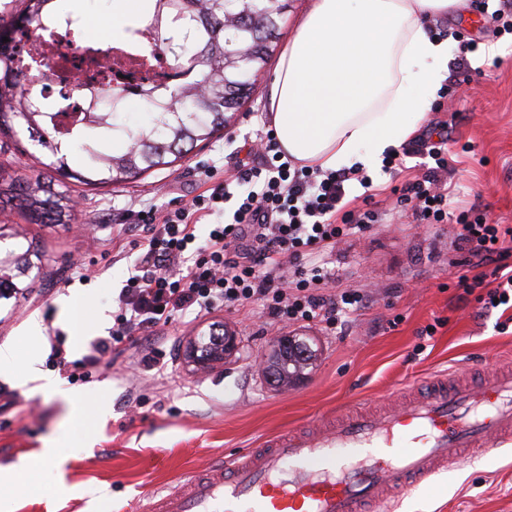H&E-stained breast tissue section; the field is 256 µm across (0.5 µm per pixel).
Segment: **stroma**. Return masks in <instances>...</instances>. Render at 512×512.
Listing matches in <instances>:
<instances>
[{"instance_id":"stroma-1","label":"stroma","mask_w":512,"mask_h":512,"mask_svg":"<svg viewBox=\"0 0 512 512\" xmlns=\"http://www.w3.org/2000/svg\"><path fill=\"white\" fill-rule=\"evenodd\" d=\"M477 0L430 23L435 34L458 42L472 39L480 49L469 61L470 82L436 98L424 121L448 133L449 180L454 210L475 208L512 225V34H493ZM270 70H263L250 100L224 133L200 144L174 166L106 187L69 185L79 202L74 221L31 224L21 213L5 212L12 228L42 252L40 274L18 300L0 303V346L15 349L17 363L30 354L47 366L49 328L62 330L66 347L81 356L94 337L112 325L117 297L139 256L113 261L110 227L131 223L145 207L186 206L207 185L199 172L250 162L256 138L269 129ZM422 156L405 158L397 176L375 172L379 223L334 252L315 256L336 274L337 290L368 288L372 299L345 325L291 326V333L315 339L319 359L307 379L285 390L266 385L261 359L276 330L267 328L261 308L221 309L201 318L162 327L173 362L160 376L130 381L123 364L101 371L95 381L71 385L66 395L20 388L25 412L0 414V468L39 454L46 440L54 455L15 483L14 512H135L152 488L175 485L180 476L213 459L258 445L268 435L314 422L352 406L369 409L400 388L457 372L478 381L486 365L512 362V327L498 333L499 311L482 313L477 302L457 303L451 289L455 230L449 224L414 223L399 210L393 189L422 175ZM95 227L96 242L77 232ZM92 274L71 277L75 259ZM39 322L43 334L30 341ZM227 325L240 339L235 358L199 372L185 360L188 342L209 326ZM436 325L433 338L419 332ZM389 512H512V443L466 467L435 476L392 504Z\"/></svg>"}]
</instances>
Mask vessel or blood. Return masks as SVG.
Listing matches in <instances>:
<instances>
[{
	"label": "vessel or blood",
	"instance_id": "b4317fda",
	"mask_svg": "<svg viewBox=\"0 0 512 512\" xmlns=\"http://www.w3.org/2000/svg\"><path fill=\"white\" fill-rule=\"evenodd\" d=\"M512 442V367L434 375L376 412L352 408L185 473L138 512H364Z\"/></svg>",
	"mask_w": 512,
	"mask_h": 512
}]
</instances>
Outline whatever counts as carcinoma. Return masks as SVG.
Listing matches in <instances>:
<instances>
[{"mask_svg":"<svg viewBox=\"0 0 512 512\" xmlns=\"http://www.w3.org/2000/svg\"><path fill=\"white\" fill-rule=\"evenodd\" d=\"M18 2L21 8L10 19H0V136L12 138L17 135L15 127L24 128L48 158L45 167L59 179L0 174V213L17 209L32 224L71 221V198L60 190L68 180L97 186L134 179L173 165L197 143L224 130L253 93V75L273 55L280 23L290 7L289 0H158L165 12L155 15L152 0H141L125 33L134 37L143 18L151 19L157 42L197 80L168 87L160 97L147 93L148 121L128 126L115 122V109L121 105L115 94L112 111L87 125L79 114L59 111L60 101L25 83L24 66L12 54L15 35L36 26L47 31L52 17L75 24L80 15L63 9L60 0ZM70 144L80 145L84 153L78 170L69 165ZM34 256L38 253L31 244L19 253L6 250L0 258V301L23 293L21 284L38 267ZM226 334L224 325L218 324L196 342L204 367L224 362ZM317 359V350L306 340L290 336L277 340L267 364L275 367V385L286 389L309 375Z\"/></svg>","mask_w":512,"mask_h":512,"instance_id":"obj_1","label":"carcinoma"}]
</instances>
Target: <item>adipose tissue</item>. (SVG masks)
Segmentation results:
<instances>
[{"instance_id": "adipose-tissue-1", "label": "adipose tissue", "mask_w": 512, "mask_h": 512, "mask_svg": "<svg viewBox=\"0 0 512 512\" xmlns=\"http://www.w3.org/2000/svg\"><path fill=\"white\" fill-rule=\"evenodd\" d=\"M460 0H310L268 82L278 148L301 166L374 170L414 133L448 70L429 21Z\"/></svg>"}]
</instances>
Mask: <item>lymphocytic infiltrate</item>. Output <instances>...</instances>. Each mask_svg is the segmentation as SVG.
I'll use <instances>...</instances> for the list:
<instances>
[{
	"mask_svg": "<svg viewBox=\"0 0 512 512\" xmlns=\"http://www.w3.org/2000/svg\"><path fill=\"white\" fill-rule=\"evenodd\" d=\"M250 164L206 172L209 194L191 207L136 211L130 224H116L112 235L139 252L133 273L116 298L112 326L80 358L70 359L61 333L50 336L48 361L69 384L90 382L101 368L124 361L133 375L157 369L161 337L157 330L192 313L202 318L222 308L259 306L268 325L280 329L318 322L336 327L341 315L367 304L355 289L333 291L334 275L307 263L333 250L377 220L373 180L366 171H322L285 159L273 134L253 147ZM431 159L421 178L398 191L418 224L453 223L458 300L476 297L485 310L512 308V226L487 213H450L448 137L425 135L383 160L384 172L402 167L405 157ZM357 181L362 207H351L346 185ZM230 220L212 225L198 241L194 217L223 211Z\"/></svg>",
	"mask_w": 512,
	"mask_h": 512,
	"instance_id": "f902f5d3",
	"label": "lymphocytic infiltrate"
}]
</instances>
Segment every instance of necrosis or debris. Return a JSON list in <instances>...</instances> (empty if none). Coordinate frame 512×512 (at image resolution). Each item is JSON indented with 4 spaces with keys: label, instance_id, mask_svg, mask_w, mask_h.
Segmentation results:
<instances>
[{
    "label": "necrosis or debris",
    "instance_id": "obj_1",
    "mask_svg": "<svg viewBox=\"0 0 512 512\" xmlns=\"http://www.w3.org/2000/svg\"><path fill=\"white\" fill-rule=\"evenodd\" d=\"M54 30L55 35L50 39L32 34L20 37L16 57L24 65L56 60V67L48 71L43 81L47 84L63 83L71 111H95V101L105 90L117 92L127 102L139 101L149 89L160 90L168 85L190 82L193 78L191 71L174 65L164 53L156 52L152 28H143L140 35L146 50L156 54L153 65L146 67L112 60L114 41L110 38L93 39L97 60L95 66H87L82 63L79 50H65L62 25H55Z\"/></svg>",
    "mask_w": 512,
    "mask_h": 512
}]
</instances>
